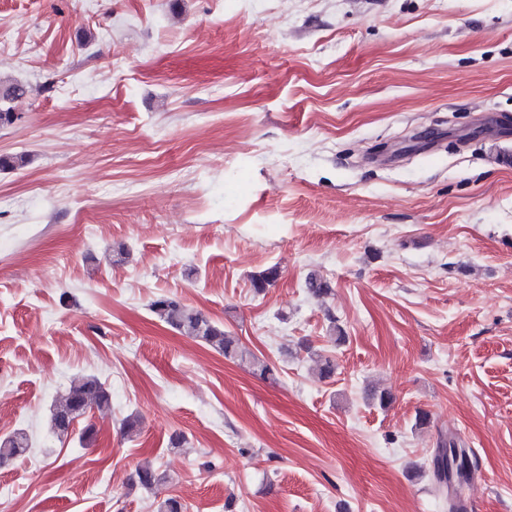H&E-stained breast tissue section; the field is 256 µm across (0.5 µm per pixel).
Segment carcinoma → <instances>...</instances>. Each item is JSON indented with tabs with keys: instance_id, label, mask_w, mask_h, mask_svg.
I'll use <instances>...</instances> for the list:
<instances>
[{
	"instance_id": "cac0c4a2",
	"label": "carcinoma",
	"mask_w": 512,
	"mask_h": 512,
	"mask_svg": "<svg viewBox=\"0 0 512 512\" xmlns=\"http://www.w3.org/2000/svg\"><path fill=\"white\" fill-rule=\"evenodd\" d=\"M25 93L24 85L18 81L0 85V126L13 123L15 113L11 103L22 98ZM277 277L278 269L271 267L252 277V287L262 291ZM306 287L317 297H324L331 293L330 284L316 274L309 275ZM150 309L167 325L223 354L224 358L247 361L263 377L271 374L272 369L267 364L255 357L239 343L236 337L226 333L224 328L212 322L202 312L166 296L154 299ZM94 405L99 408L109 406L110 395L98 377L87 375L54 402L50 420L51 430L60 437L68 434L72 420L83 415ZM30 448L29 435L25 430L18 429L0 438V463L23 457ZM465 455H467L466 450L456 447L452 442L444 441L437 448L434 457V477L439 492L442 493L447 489L448 480L452 475L464 476V472L461 471V459ZM156 480V469L150 462L146 461L138 465L133 480L134 485L147 490L152 488Z\"/></svg>"
}]
</instances>
